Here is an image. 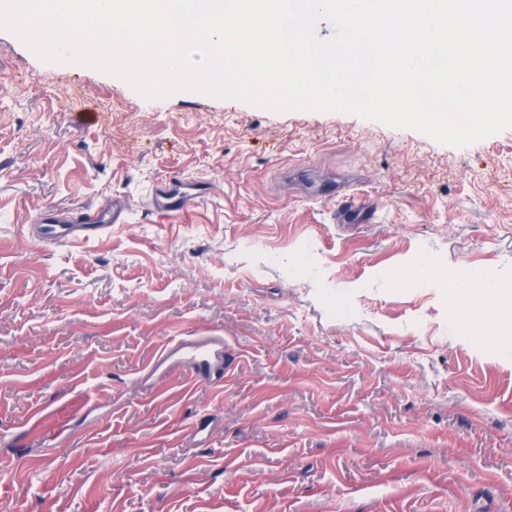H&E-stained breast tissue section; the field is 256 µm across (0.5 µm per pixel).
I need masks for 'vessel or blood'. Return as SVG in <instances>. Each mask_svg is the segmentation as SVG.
Wrapping results in <instances>:
<instances>
[{"instance_id":"obj_1","label":"vessel or blood","mask_w":512,"mask_h":512,"mask_svg":"<svg viewBox=\"0 0 512 512\" xmlns=\"http://www.w3.org/2000/svg\"><path fill=\"white\" fill-rule=\"evenodd\" d=\"M152 209L162 217L187 211V201L172 197L166 189H159L151 201ZM123 203H113L111 211L97 216L94 223L73 226L50 224L43 226L41 237L48 241H63L79 235L97 234L108 224L118 223ZM226 346L223 336L215 331L206 334H189L171 339L162 349L158 365L167 368H182L191 372L196 381L212 386L224 383Z\"/></svg>"}]
</instances>
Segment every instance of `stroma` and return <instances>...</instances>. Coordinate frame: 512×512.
<instances>
[{
  "label": "stroma",
  "mask_w": 512,
  "mask_h": 512,
  "mask_svg": "<svg viewBox=\"0 0 512 512\" xmlns=\"http://www.w3.org/2000/svg\"><path fill=\"white\" fill-rule=\"evenodd\" d=\"M458 265L512 282V128L148 100L0 31V512H512V336L453 322ZM207 330L223 387L145 378ZM188 200L181 201L178 198L170 197L166 189L160 188L152 198L151 207L159 216L165 217L174 213L185 212L196 203V201L187 203ZM124 209L122 202H114L112 204V211L95 218V223L81 224L77 229L70 224H50L42 227L41 237L48 241H63L74 238L78 235L89 237L97 234L106 224H116L119 222L120 216Z\"/></svg>",
  "instance_id": "obj_1"
}]
</instances>
